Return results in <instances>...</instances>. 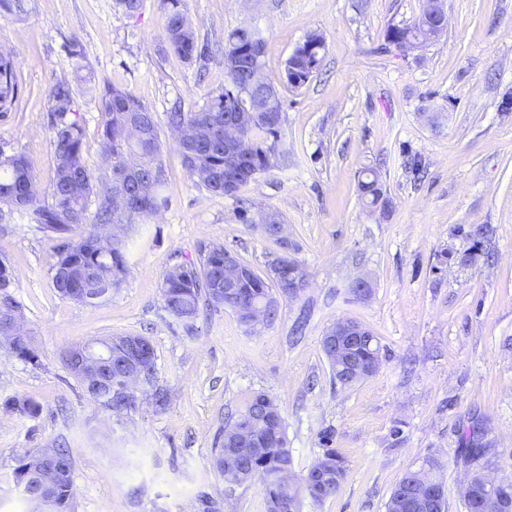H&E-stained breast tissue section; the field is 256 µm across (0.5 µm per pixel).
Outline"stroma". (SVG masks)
I'll return each instance as SVG.
<instances>
[{
	"label": "stroma",
	"instance_id": "stroma-1",
	"mask_svg": "<svg viewBox=\"0 0 512 512\" xmlns=\"http://www.w3.org/2000/svg\"><path fill=\"white\" fill-rule=\"evenodd\" d=\"M182 3L209 45L205 64L170 51L160 0L134 13L118 0H27L25 12L0 15V51L19 84L0 119V149L31 161L41 191L54 171L49 92L59 81L73 88L95 182L108 172L94 80L151 108L167 174L165 206L126 233L125 282L95 305L54 287L57 238L26 213L0 214V258L39 355L32 364L0 347V512L28 510L16 455L61 441L74 457L72 512H266L258 481L227 487L212 464L220 428L258 393L279 407L295 475L329 447L344 462L337 493L305 500L303 512H386L401 476L429 461L449 512H466L469 427L481 428L484 472L512 480V0H444L445 34L405 51L386 34L413 24L423 0ZM239 26L267 42L264 73L281 100L278 147L288 159L219 196L183 168L167 114L223 89L224 39ZM313 33L325 39L321 67L292 87L286 62ZM366 168L377 171L386 208L361 197ZM261 210L281 216L283 242L253 225ZM476 225L489 229L484 256L460 266L456 255L471 245L460 230ZM215 244L261 274L274 256L295 258L308 285L271 323L252 328L221 307L186 332L165 309L163 277L173 264L199 265ZM345 318L381 345L377 371L351 386L333 381L321 348ZM117 334L152 342L165 409L142 393L114 415L69 374L66 348ZM10 398L42 411L19 416L6 409Z\"/></svg>",
	"mask_w": 512,
	"mask_h": 512
}]
</instances>
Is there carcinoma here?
<instances>
[{"mask_svg": "<svg viewBox=\"0 0 512 512\" xmlns=\"http://www.w3.org/2000/svg\"><path fill=\"white\" fill-rule=\"evenodd\" d=\"M165 5L163 32L172 52L188 62L208 60V45L200 41L193 25L180 9V0H161ZM442 31L423 18L410 27H393L387 32L389 43L400 48L416 42L439 38ZM254 33L246 27L231 30L224 40V69L227 84L218 93L208 96L205 103L188 112L179 108L167 113L171 131L189 130L191 142L178 136L177 145L182 166L195 182L207 191L224 194V173L236 180L241 190L255 175L276 166L282 157L278 149L281 125V100L275 89L262 93L253 88V74L262 70L263 57L254 54ZM325 41L312 35L301 50H295L287 60L285 71L294 76L290 85L299 88L320 66ZM18 91L14 66L9 56L0 53V117L10 111ZM90 91L98 99L102 112V156L108 163L111 181L105 189L95 190L93 176L83 156L85 129L83 122L69 118L73 111L70 85L57 83L51 90L53 110L58 121L54 125L55 167L47 197L40 195L33 167L21 153L0 151V204L11 209L29 210L35 223L45 232L60 239L50 269L55 288L64 298L93 305L112 295L121 287L128 274V261L122 240L86 230L87 225L129 227L155 214L164 203L160 192L166 181L162 161V146L154 112L141 100L127 94L108 81L93 84ZM249 114L247 124L238 127L236 144L228 152L213 151L206 146L210 139L224 138L228 125H236L241 112ZM139 161L132 166L140 169L143 185L128 192L116 178V171L129 163V156ZM359 191L372 206L384 204L376 173L368 171L359 181ZM95 204V219H90L89 204ZM487 227L477 225L465 232L474 241L467 251L470 261L476 262L481 252V239ZM246 275L233 290V300L261 306L272 295L263 277L248 265ZM67 271V280L61 282L57 274ZM224 278V247L212 246L200 267L177 264L164 276L162 297L169 314L181 322L186 331L194 329L203 310L225 306L224 289L219 280ZM13 273L8 263L0 259V324L21 305L11 291ZM380 341L372 336L349 350L348 358L361 365L380 363ZM20 359L38 363L32 340L27 338L10 347ZM269 397L255 394L244 411L229 420L220 429L215 442L213 465L225 476L239 483L260 482L267 503V512H289L288 505L296 500L310 498L318 502L336 494L346 477L343 461L335 449H327L299 478L297 485H285L280 475L293 469V457L285 434L281 414L267 406ZM98 402L115 414L130 408L125 398L114 392H103ZM5 406L13 412L36 417L41 412L39 403L32 399H8ZM249 430V449L233 453L237 447L235 430ZM59 469L48 482H43L46 470L44 458L37 451L27 452L15 459L14 481L27 498L41 497L47 503L46 512H70L73 496V459L70 449L56 447ZM386 512H427L410 494H400L395 486L386 502Z\"/></svg>", "mask_w": 512, "mask_h": 512, "instance_id": "1", "label": "carcinoma"}]
</instances>
